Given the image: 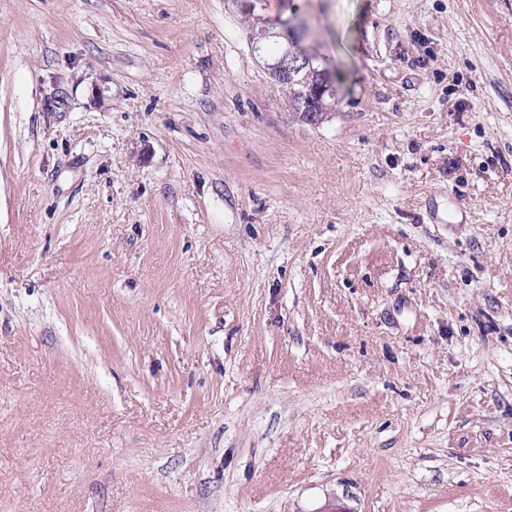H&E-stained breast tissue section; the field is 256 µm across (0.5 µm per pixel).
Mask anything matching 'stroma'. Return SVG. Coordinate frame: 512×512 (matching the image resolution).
Returning a JSON list of instances; mask_svg holds the SVG:
<instances>
[{"mask_svg": "<svg viewBox=\"0 0 512 512\" xmlns=\"http://www.w3.org/2000/svg\"><path fill=\"white\" fill-rule=\"evenodd\" d=\"M0 0V512H512V0ZM295 24L288 23L287 46L283 54L277 59H267L264 61V69L269 77L280 87L287 90L292 96L293 106L299 100L293 94L303 97L307 96V102L313 103L312 95L318 89L321 82L326 77L325 68L312 67L309 60H316V56L302 47L301 54L305 62L299 61L300 52L299 41L295 36L289 33L295 31ZM290 88L293 92L288 89ZM321 94L314 99L315 108L318 109V112L310 111V110H296L298 112L301 119L303 118L305 121L311 124H322L326 120L330 118V113L334 111V105L336 103V87L333 82H329ZM322 109L324 111L322 112Z\"/></svg>", "mask_w": 512, "mask_h": 512, "instance_id": "obj_1", "label": "stroma"}]
</instances>
